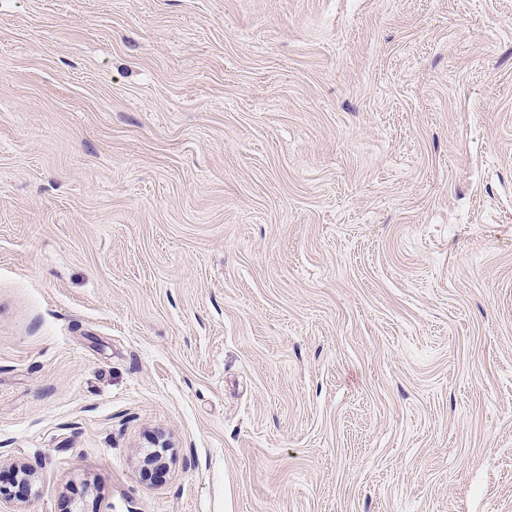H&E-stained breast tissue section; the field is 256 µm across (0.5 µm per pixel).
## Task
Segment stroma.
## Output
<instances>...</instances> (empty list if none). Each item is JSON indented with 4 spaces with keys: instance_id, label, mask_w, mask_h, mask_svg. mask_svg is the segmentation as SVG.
<instances>
[{
    "instance_id": "obj_1",
    "label": "stroma",
    "mask_w": 512,
    "mask_h": 512,
    "mask_svg": "<svg viewBox=\"0 0 512 512\" xmlns=\"http://www.w3.org/2000/svg\"><path fill=\"white\" fill-rule=\"evenodd\" d=\"M18 463L0 512H512V0H0Z\"/></svg>"
}]
</instances>
